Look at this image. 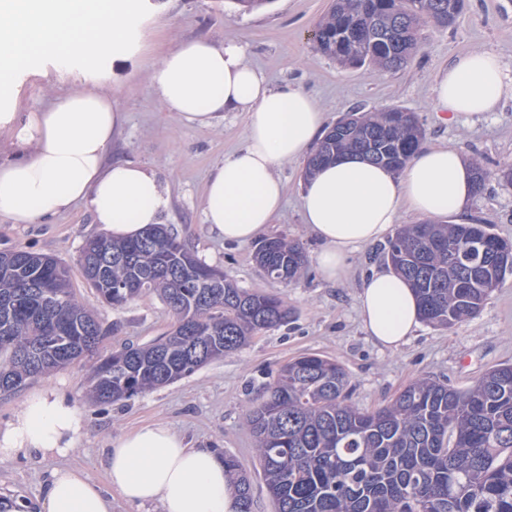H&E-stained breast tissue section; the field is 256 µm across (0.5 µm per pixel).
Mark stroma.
Masks as SVG:
<instances>
[{"label":"stroma","instance_id":"35a3bbf8","mask_svg":"<svg viewBox=\"0 0 512 512\" xmlns=\"http://www.w3.org/2000/svg\"><path fill=\"white\" fill-rule=\"evenodd\" d=\"M330 5L331 0H268L262 7L243 11L233 0H147L139 20L141 54L117 69L102 62L108 80L92 79L80 61L62 64L50 55L16 66L17 93L10 106L14 112L49 105L75 90L110 94L125 116L111 156L155 173L167 198L164 225L200 260L223 271L240 287L284 298L291 314L287 323L256 333L238 351L129 401L102 405L89 398L88 381L95 364L91 357L0 393V427L30 394L46 387L64 394L86 426L67 456H21L1 463V501L36 502L51 471L62 466L105 484L106 450L113 437L145 423L164 421L192 447L236 456L252 477L254 512H274L246 409L283 364L308 354L338 362L350 377L349 404L372 411L410 381L428 378L464 389L492 367L512 363V273L491 291L474 319L449 329L419 325L414 336L395 350L376 344L361 323L358 297L371 269L385 266L387 243L380 240L354 253L343 280L325 279L315 260L319 244L301 215L304 161L279 168L286 199L281 216L267 229L268 234L303 244L308 262L295 282L267 279L253 259V243H225L205 224L202 196L207 176L226 153L242 146L248 117L228 112L212 125L200 126L181 121L164 107L152 85V67L165 52L196 38L219 45L242 44L248 61L273 86L293 85L309 93L326 126L352 111L399 107L416 113L425 130V145L456 147L464 158L492 171L485 191L474 196L467 217L512 240V185L495 176L499 168L512 165V96L475 122L443 123L432 110L435 78L458 55L486 49L512 67V0H466L456 24L445 29L422 19V48L407 67L393 71L343 66L317 50L311 33ZM102 234L82 205L34 224L0 220V251L24 247L66 264L76 302L93 309L113 328L98 350L105 356L168 334L175 319L151 292L119 308L100 303L78 257L87 239Z\"/></svg>","mask_w":512,"mask_h":512}]
</instances>
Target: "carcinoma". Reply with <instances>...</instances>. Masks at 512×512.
I'll use <instances>...</instances> for the list:
<instances>
[{
    "mask_svg": "<svg viewBox=\"0 0 512 512\" xmlns=\"http://www.w3.org/2000/svg\"><path fill=\"white\" fill-rule=\"evenodd\" d=\"M449 0H334L318 25L317 47L341 63L394 69L419 48L425 13L448 14ZM353 28L381 40L345 42ZM351 132L327 136L307 160L312 171L372 139L401 170L421 145L419 121L408 126L391 110L351 112ZM393 269L412 286L423 322L451 328L475 317L512 271V242L484 224H413L388 243ZM265 276L292 282L305 265L297 242L272 236L255 245ZM99 301L121 307L147 290L159 293L179 328L145 346L99 359L91 394L103 405L193 374L241 348L255 332L280 326L285 301L247 291L199 261L162 226L134 240L94 238L80 255ZM107 328L78 304L67 267L24 247L0 254V391L95 351ZM348 376L335 361L301 356L284 365L250 407L247 423L276 512H512V365L472 386L416 380L386 406L360 411L347 403ZM238 512H253L251 477L224 454Z\"/></svg>",
    "mask_w": 512,
    "mask_h": 512,
    "instance_id": "carcinoma-1",
    "label": "carcinoma"
}]
</instances>
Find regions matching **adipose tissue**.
<instances>
[{
  "label": "adipose tissue",
  "mask_w": 512,
  "mask_h": 512,
  "mask_svg": "<svg viewBox=\"0 0 512 512\" xmlns=\"http://www.w3.org/2000/svg\"><path fill=\"white\" fill-rule=\"evenodd\" d=\"M144 0H0V128L31 154L0 162V219L31 224L83 204L112 239L140 237L161 223L167 201L157 176L129 161H108L123 114L106 93L76 90L25 115L8 109L15 91L14 54L51 52L96 72L106 58L121 60ZM152 85L168 111L209 125L227 112L248 115L245 144L210 172L203 216L228 243H247L283 208L279 166L306 156L324 135V118L303 90L275 88L245 59L242 45L207 39L180 43L152 70ZM512 91L493 51L458 56L437 77L433 110L447 121L480 118ZM473 172L452 147L418 150L401 175L347 153L318 168L302 195L303 222L320 244L322 273L336 280L362 245L382 239L402 206L424 217L466 212ZM362 322L380 345L406 344L420 323L411 286L380 268L359 295ZM84 433L77 410L57 389L28 397L0 427V463L19 456H62ZM108 488L141 512H237L224 458L190 447L167 424L121 434L107 451ZM82 472L52 471L36 512H112L106 493Z\"/></svg>",
  "instance_id": "obj_1"
}]
</instances>
